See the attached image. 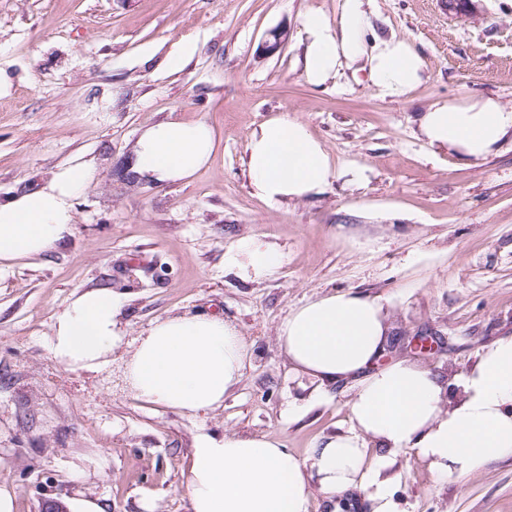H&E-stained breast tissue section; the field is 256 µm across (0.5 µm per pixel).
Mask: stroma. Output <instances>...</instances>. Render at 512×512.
<instances>
[{
	"instance_id": "stroma-1",
	"label": "stroma",
	"mask_w": 512,
	"mask_h": 512,
	"mask_svg": "<svg viewBox=\"0 0 512 512\" xmlns=\"http://www.w3.org/2000/svg\"><path fill=\"white\" fill-rule=\"evenodd\" d=\"M473 3L452 16L438 0H373L370 36L406 39L426 64L394 101L348 74L306 82L300 16H336L339 0H0V201L62 167L90 171L72 235L0 267V489L13 512H41L48 499L190 512L182 471L199 433L270 434L302 458L344 431L349 385L315 395L277 342L288 312L316 295L381 299L387 358L449 376L512 336V136L474 161L418 133L437 101L512 107V0ZM273 29L288 39L271 53ZM281 113L363 180L345 176L299 201L254 197L245 146ZM171 118L214 128L211 163L178 183L128 181L141 131ZM251 239L281 255L274 274L225 267L226 251ZM101 288L119 295L130 343L185 312L234 324L252 361L223 405L190 419L137 400L120 360L97 372L54 361V315ZM421 329L435 353L410 348ZM389 476L400 512H512V458L441 478L403 451Z\"/></svg>"
}]
</instances>
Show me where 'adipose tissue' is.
<instances>
[{
    "instance_id": "ef3b65f1",
    "label": "adipose tissue",
    "mask_w": 512,
    "mask_h": 512,
    "mask_svg": "<svg viewBox=\"0 0 512 512\" xmlns=\"http://www.w3.org/2000/svg\"><path fill=\"white\" fill-rule=\"evenodd\" d=\"M369 5L340 0L336 18L319 11L301 17L308 83L323 85L347 69L392 99L421 83L425 61L407 40H367ZM510 133L512 107L490 97L437 102L419 117L430 148L471 160L495 152ZM216 149L206 122L169 119L141 132L132 170L146 181L174 183L207 166ZM245 164L252 195L269 203L304 199L341 175L307 124L285 114L250 134ZM87 181L85 168L69 166L0 202V266L70 236L73 201ZM224 264L258 279L275 272L280 255L254 241L231 247ZM119 312L118 295L106 288L67 303L51 324L53 359L97 371L123 353L136 399L191 419L220 407L250 360L251 346L220 315L166 317L129 348ZM390 329L386 304L353 291L318 295L292 309L278 327L279 346L297 374L322 385L351 384L350 427L302 459L273 435L200 434L183 475L191 512H309L313 494L333 501L354 491L372 512H398L383 476L393 454L412 450L442 477H465L512 457V337L449 379L406 359H386ZM371 447L377 455H368Z\"/></svg>"
}]
</instances>
